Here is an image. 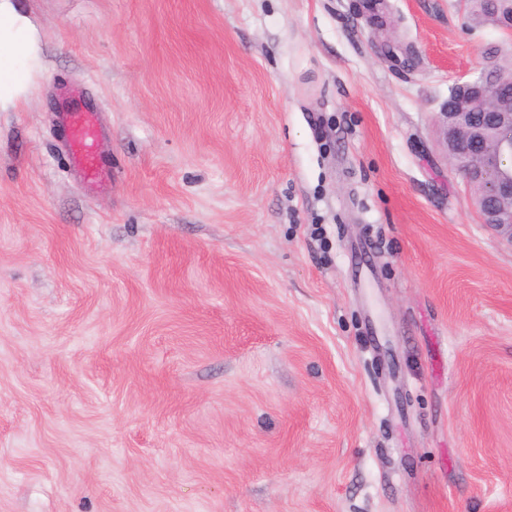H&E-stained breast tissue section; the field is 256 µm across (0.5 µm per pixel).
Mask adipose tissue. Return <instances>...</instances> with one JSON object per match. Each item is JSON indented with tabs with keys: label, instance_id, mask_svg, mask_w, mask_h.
<instances>
[{
	"label": "adipose tissue",
	"instance_id": "adipose-tissue-1",
	"mask_svg": "<svg viewBox=\"0 0 512 512\" xmlns=\"http://www.w3.org/2000/svg\"><path fill=\"white\" fill-rule=\"evenodd\" d=\"M37 58L36 39L28 21L11 0H0V104L13 102Z\"/></svg>",
	"mask_w": 512,
	"mask_h": 512
}]
</instances>
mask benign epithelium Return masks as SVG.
<instances>
[{"instance_id":"1","label":"benign epithelium","mask_w":512,"mask_h":512,"mask_svg":"<svg viewBox=\"0 0 512 512\" xmlns=\"http://www.w3.org/2000/svg\"><path fill=\"white\" fill-rule=\"evenodd\" d=\"M512 78L490 67L457 82L442 106L439 121L448 159L461 168L467 182L480 185L477 208L483 223L512 243V168L496 170V157H512V95L503 88Z\"/></svg>"}]
</instances>
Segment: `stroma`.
I'll return each instance as SVG.
<instances>
[{
	"label": "stroma",
	"instance_id": "stroma-1",
	"mask_svg": "<svg viewBox=\"0 0 512 512\" xmlns=\"http://www.w3.org/2000/svg\"><path fill=\"white\" fill-rule=\"evenodd\" d=\"M12 2L0 512H512V245L438 124L512 37L458 0ZM10 1H0V104L18 97L37 58L34 33ZM61 97L58 117L70 132L69 166L86 190H102L112 184V164L97 149L102 131L96 112L84 105L82 89H65Z\"/></svg>",
	"mask_w": 512,
	"mask_h": 512
}]
</instances>
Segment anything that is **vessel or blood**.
<instances>
[{"label":"vessel or blood","instance_id":"1","mask_svg":"<svg viewBox=\"0 0 512 512\" xmlns=\"http://www.w3.org/2000/svg\"><path fill=\"white\" fill-rule=\"evenodd\" d=\"M59 120L70 132L68 163L84 188L95 192L112 183V165L100 155L97 145L102 136L97 115L84 104L82 89L62 93Z\"/></svg>","mask_w":512,"mask_h":512}]
</instances>
